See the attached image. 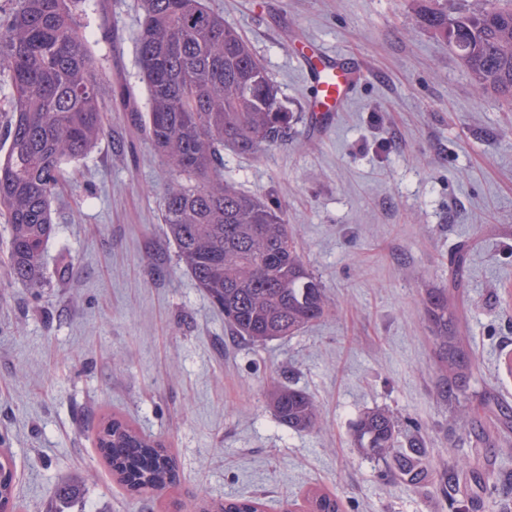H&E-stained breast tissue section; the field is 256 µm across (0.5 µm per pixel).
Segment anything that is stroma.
<instances>
[{"instance_id":"obj_1","label":"stroma","mask_w":512,"mask_h":512,"mask_svg":"<svg viewBox=\"0 0 512 512\" xmlns=\"http://www.w3.org/2000/svg\"><path fill=\"white\" fill-rule=\"evenodd\" d=\"M237 27L298 119L263 153H225L224 177L280 206L296 249L331 303L299 335L237 336L179 264L161 222L168 181L140 112L106 108L108 133L67 168L52 213L46 285L15 283L0 213V444L22 512H45L64 485L84 512H193L227 497L298 512L315 487L344 512H492L483 477L448 487L477 441L454 414L479 395L512 409V109L476 94L446 41L418 27V0H208ZM84 19L118 39L108 75L145 100L138 0H101ZM360 58L368 76L335 125L316 132L296 38ZM460 273H453L456 257ZM460 281L475 357L457 403L437 393L429 291ZM274 382L322 408L308 431L281 425ZM386 408L425 442L413 487L354 448L364 411ZM116 416L161 439L177 480L132 495L94 438Z\"/></svg>"}]
</instances>
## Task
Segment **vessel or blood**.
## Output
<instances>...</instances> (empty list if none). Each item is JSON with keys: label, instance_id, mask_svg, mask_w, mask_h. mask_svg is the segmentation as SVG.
<instances>
[{"label": "vessel or blood", "instance_id": "b4317fda", "mask_svg": "<svg viewBox=\"0 0 512 512\" xmlns=\"http://www.w3.org/2000/svg\"><path fill=\"white\" fill-rule=\"evenodd\" d=\"M297 54L312 90L306 101V110L318 127H329L336 115L348 107L356 89L367 76L366 70L359 62L327 52L307 41L298 42Z\"/></svg>", "mask_w": 512, "mask_h": 512}]
</instances>
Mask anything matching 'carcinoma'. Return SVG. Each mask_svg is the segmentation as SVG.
Wrapping results in <instances>:
<instances>
[{"mask_svg": "<svg viewBox=\"0 0 512 512\" xmlns=\"http://www.w3.org/2000/svg\"><path fill=\"white\" fill-rule=\"evenodd\" d=\"M92 0H15L0 24V74L12 90L9 147L0 157V207L8 215L12 279L40 288L44 255L57 234L51 204L64 166L85 156L108 129L102 104L105 72L82 32ZM138 62L147 86L145 128L169 178L162 222L180 263L237 335L258 345L296 336L329 312L321 280L295 251L279 207L224 179V150L257 154L288 135L293 114L250 46L205 0H139ZM421 29L448 47L480 94L512 104V0H424ZM129 86L112 80L111 101ZM426 314L442 364L439 395L466 390L474 359L464 344L448 289L432 291ZM267 403L278 421L313 429L321 407L306 392L273 384ZM353 443L384 460L407 484L427 478L423 443L407 439L385 410L358 416ZM97 445L117 479L142 493L173 484L176 462L161 441L113 417ZM0 502L16 512L15 475L0 448ZM254 501L225 499L199 512H251ZM306 512H342L321 489Z\"/></svg>", "mask_w": 512, "mask_h": 512, "instance_id": "carcinoma-1", "label": "carcinoma"}]
</instances>
